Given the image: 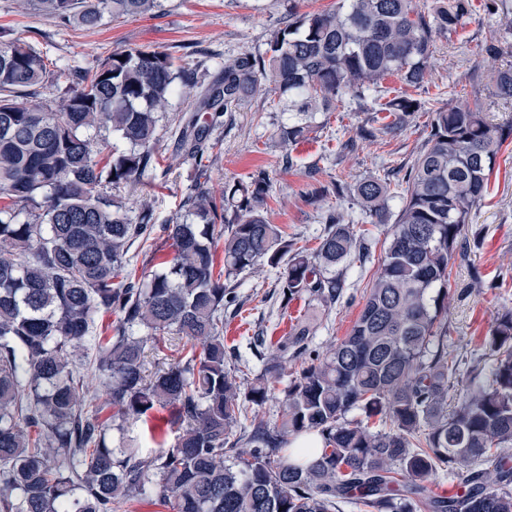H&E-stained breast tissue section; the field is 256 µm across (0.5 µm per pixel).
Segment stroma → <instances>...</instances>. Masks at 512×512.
I'll return each mask as SVG.
<instances>
[{"label":"stroma","instance_id":"1","mask_svg":"<svg viewBox=\"0 0 512 512\" xmlns=\"http://www.w3.org/2000/svg\"><path fill=\"white\" fill-rule=\"evenodd\" d=\"M337 0H160L155 15L104 17L93 29L63 24L19 0H0V40L20 39L43 51L57 66L95 68L112 52L128 48H164L183 65L186 86L170 98L160 114L157 152L162 169L145 173L140 183L116 190L129 215L150 203L159 222L176 217L194 180V170L177 147L181 119L195 95L218 71L224 57L242 52L265 53L272 32L294 14L328 11ZM477 14L456 33L436 42L434 56L418 96L424 104L406 128L372 142L360 139L365 118L355 100L345 99L337 111L317 114V130L309 140L284 151L274 128L285 115L276 98L257 95L232 117L222 118L212 137L222 150L212 166L209 183L220 191L226 181H248L259 169L271 179L267 199L270 223L281 227L296 246L314 250L324 231L323 217L330 210L367 228L371 256L367 262L340 266L346 282L344 299L324 307L302 296L283 303L278 269L262 265L241 274L239 302L224 311V348L229 363L259 374L261 357L256 337L276 342L293 325L316 326L309 347L326 353L349 333L360 308L361 295L371 281L387 245V225L366 224L360 206L338 200L334 194L313 202L312 190L337 182L355 185L369 173L401 181L424 142L434 110L460 99H480L494 122L512 121V100L493 93L497 68L512 64V0H473ZM498 39L503 49L497 59L483 53L484 44ZM292 167H285L284 156ZM465 257L456 261L448 282V350L462 363L494 356L483 340L498 313L512 310V142L498 154L486 193L473 210L466 229Z\"/></svg>","mask_w":512,"mask_h":512}]
</instances>
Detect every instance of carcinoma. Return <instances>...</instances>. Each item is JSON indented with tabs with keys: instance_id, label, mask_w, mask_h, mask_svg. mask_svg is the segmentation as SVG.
I'll use <instances>...</instances> for the list:
<instances>
[{
	"instance_id": "obj_1",
	"label": "carcinoma",
	"mask_w": 512,
	"mask_h": 512,
	"mask_svg": "<svg viewBox=\"0 0 512 512\" xmlns=\"http://www.w3.org/2000/svg\"><path fill=\"white\" fill-rule=\"evenodd\" d=\"M24 2L86 28L106 14L158 7ZM472 11V0H433L420 11L413 0H338L334 10L290 19L264 55L225 59L182 132L195 178L185 214L163 226L174 256L139 276L129 252L154 233V209L145 203L132 218L112 189L156 166L157 113L185 71L171 53L148 48L116 51L87 72L52 70L32 45L0 41V512H115L130 495L154 492L174 500L176 512H339L349 500L370 512H512V311L485 338L493 363L473 364L462 389L446 321L451 268L512 125L490 122L476 100L458 101L434 112L401 190L376 174L335 186L370 223L391 224L359 316L324 355L309 351V325L294 329L246 389L225 365L224 309L237 299L225 281L265 263L282 269V302L306 295L330 307L344 296L336 267L368 247L332 210L316 251L294 248L267 218L263 170L218 194L208 188L219 146L211 126L261 91L288 97L297 113L276 127L285 148L347 96L392 117L380 128L367 118L361 138L407 127L422 111L409 90L422 84L437 38ZM56 75L68 77L62 105L32 100ZM392 75L406 90L387 100ZM493 83L497 97L512 100V66ZM106 313L117 317L110 336L99 329ZM167 335L178 337L185 360L149 376L146 351L163 352ZM78 341L107 380L102 404L73 360ZM290 348L307 366L271 424L248 407L265 403ZM167 404L182 425L174 444L133 446L125 424ZM106 406L120 420L116 447L100 418ZM354 410L364 418L349 417ZM242 420L250 448L230 462ZM302 435L310 446L291 447ZM448 470L467 489L460 500L429 489Z\"/></svg>"
}]
</instances>
